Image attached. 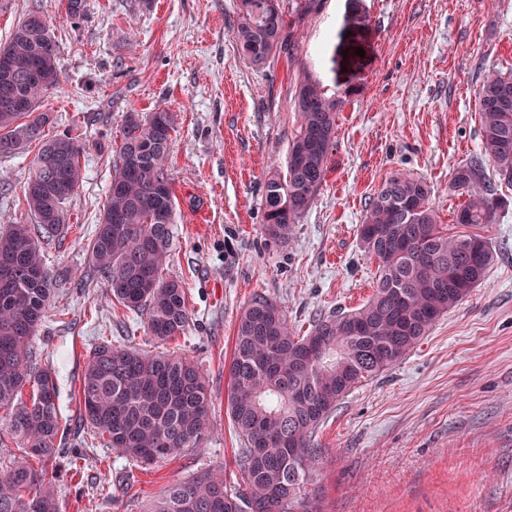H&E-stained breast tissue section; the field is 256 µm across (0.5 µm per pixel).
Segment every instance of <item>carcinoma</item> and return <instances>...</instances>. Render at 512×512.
Instances as JSON below:
<instances>
[{
  "instance_id": "cac0c4a2",
  "label": "carcinoma",
  "mask_w": 512,
  "mask_h": 512,
  "mask_svg": "<svg viewBox=\"0 0 512 512\" xmlns=\"http://www.w3.org/2000/svg\"><path fill=\"white\" fill-rule=\"evenodd\" d=\"M66 18L83 17L85 0H61ZM285 13L279 0H238L235 40L243 57L263 66L282 50ZM13 73L0 70V157L40 142L24 187L30 224L0 231V410L24 457L6 456L0 439V512H59L47 463L59 454L65 430L55 372L31 365L33 341L51 307L53 275L43 244L69 230L63 204L81 180L84 142L70 133L45 137L41 98L61 85L58 46L46 18L27 14L0 43ZM38 65L40 82L24 75ZM298 135L286 174L265 181V233L284 240L320 191L333 148L337 103L303 82L295 101ZM480 153L457 166L450 187L468 196L457 212L462 226L490 224L498 203L487 182L491 165L512 185V75L487 74L476 99ZM174 117L167 111L128 113L107 204L88 243L89 265L126 310L145 316L160 342L185 333L190 311L181 281L164 275L173 243L175 195L169 173ZM431 186L392 175L369 199L359 239L378 260L370 299L335 309L298 336L279 305L263 296L237 322L228 367L229 413L241 438V480L227 485L224 466L169 486L149 512H321L308 488L316 483L320 425L358 382L391 368L428 335L436 320L484 279L493 253L475 233L450 234L430 204ZM29 388V400L23 399ZM77 424L91 426L112 451L142 465L195 448L210 426L211 394L203 370L187 357L135 348L95 346L78 390Z\"/></svg>"
}]
</instances>
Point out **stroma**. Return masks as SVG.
Returning <instances> with one entry per match:
<instances>
[{"mask_svg": "<svg viewBox=\"0 0 512 512\" xmlns=\"http://www.w3.org/2000/svg\"><path fill=\"white\" fill-rule=\"evenodd\" d=\"M0 0V42L31 11L47 19L62 83L46 94L47 134H80L82 180L65 204L75 227L45 247L55 292L33 361L57 375L66 453L60 512H145L172 483L220 465L236 482L240 443L227 405L228 363L244 307L280 305L297 334L371 296L377 262L358 229L392 173L424 178L449 233L467 197L450 191L478 152V89L512 74V0H281L287 44L264 67L239 54L236 0ZM316 82L337 102L325 181L287 239L264 231V182L285 170L299 129L294 94ZM175 115L169 169L176 197L167 266L188 292L185 334L154 340L87 255L106 203L127 113ZM34 148L0 159V228L27 224L23 186ZM492 223L477 226L494 259L484 280L397 365L357 384L318 431L323 512H512V186L496 184ZM177 353L204 371L213 401L199 447L141 466L76 428L77 391L95 344Z\"/></svg>", "mask_w": 512, "mask_h": 512, "instance_id": "1", "label": "stroma"}]
</instances>
